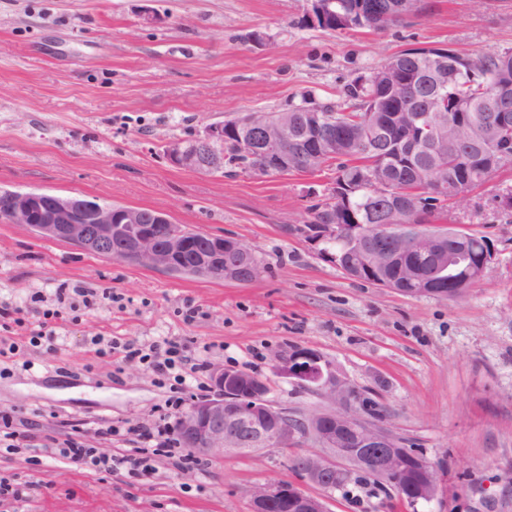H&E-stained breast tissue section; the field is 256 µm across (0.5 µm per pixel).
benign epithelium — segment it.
<instances>
[{"label": "benign epithelium", "mask_w": 512, "mask_h": 512, "mask_svg": "<svg viewBox=\"0 0 512 512\" xmlns=\"http://www.w3.org/2000/svg\"><path fill=\"white\" fill-rule=\"evenodd\" d=\"M335 0H308L307 23L339 25L348 32L363 18L336 15ZM512 86L502 83L495 95L486 100L494 112L492 123L478 133L476 140L493 146L512 133V113L504 105ZM447 95L439 90L424 104V112L415 115L398 112L386 125L406 118L417 135L400 140L396 153L412 157L421 146L441 147L443 129L434 122V110ZM336 124L333 112H308L301 125L283 112H249L237 121L211 124L186 147L172 142L167 147L170 162L200 173L224 171V154L216 145L240 130H256L260 139L256 151L258 163L250 171L259 177L288 171V131L298 126L305 137L307 157L316 160L336 153ZM421 197L401 196L386 214L382 224H343L331 212L320 224H306L302 232L313 240H345L354 245L349 265L350 277L360 280L375 269L404 264L405 278L415 282V297L459 298L479 285L496 259V250L487 243L483 252L471 259L462 252L448 251V241L460 238L454 231L420 230L415 218ZM11 224H22L35 233L68 242L81 250L165 271L196 274L236 282L255 279L260 269L255 263L254 247L234 238L207 235L204 251L195 254L191 265L186 255L195 238L173 224L163 211L146 216L139 208L116 206L89 200L80 195L46 191H9V206L0 213ZM168 225L161 240L152 225ZM373 239L372 249L359 243ZM448 279L454 288L443 291L438 281ZM280 374L318 392L327 407L303 414L298 421L288 409L270 398L268 382L247 371L217 368L212 373V394L192 401L180 416L177 430L185 447L205 458H224L267 448L288 449L299 440L315 443L318 450L295 456L291 462L304 479L332 490L355 475L368 473L387 488L405 497L402 480L416 474L415 501H431L440 490V469L422 449L401 441L386 425L384 405L370 398L375 393L360 389L336 376L317 352L296 346L288 352ZM252 512H326L321 497L304 493L286 480H274L250 490Z\"/></svg>", "instance_id": "benign-epithelium-1"}]
</instances>
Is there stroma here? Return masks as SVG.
I'll use <instances>...</instances> for the list:
<instances>
[{
	"label": "stroma",
	"mask_w": 512,
	"mask_h": 512,
	"mask_svg": "<svg viewBox=\"0 0 512 512\" xmlns=\"http://www.w3.org/2000/svg\"><path fill=\"white\" fill-rule=\"evenodd\" d=\"M425 3L386 30L338 33L302 25L307 0H0V188L161 210L251 243L262 265L246 283L167 274L0 219V301L25 307L31 325L56 309L57 284L111 294L54 322V346L0 358V413L19 434L18 450L0 447V483L25 490L1 494L0 512H251V489L272 479L322 496L327 512H512V216L494 207L512 168L473 190L479 213L452 205L433 223L444 231L466 217L463 231L498 252L478 286L448 300L354 281L302 234L331 169L204 174L166 154L247 112H280L305 95L338 101L345 83L407 48H512V0ZM95 336L115 352L95 355ZM163 339L191 346L176 373L207 362L185 402L209 395L210 370L223 366L267 380L271 399L298 415L324 401L276 367L292 347L317 351L337 376L378 391L388 425L440 462L437 499L321 491L291 468L308 442L183 468L160 455L149 476L45 452L74 424L97 453L135 447V430L155 426L171 392L124 349ZM103 424L117 434L101 436Z\"/></svg>",
	"instance_id": "obj_1"
}]
</instances>
